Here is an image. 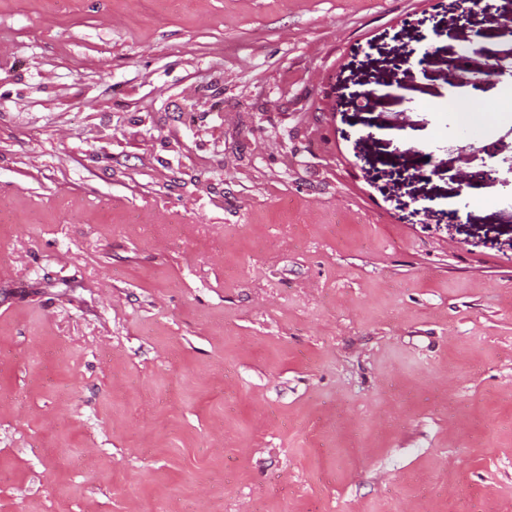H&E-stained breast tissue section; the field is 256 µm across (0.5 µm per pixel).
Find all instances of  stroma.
Returning a JSON list of instances; mask_svg holds the SVG:
<instances>
[{
  "label": "stroma",
  "instance_id": "stroma-1",
  "mask_svg": "<svg viewBox=\"0 0 512 512\" xmlns=\"http://www.w3.org/2000/svg\"><path fill=\"white\" fill-rule=\"evenodd\" d=\"M488 27L0 0V512H512V172L456 197L512 119L444 109Z\"/></svg>",
  "mask_w": 512,
  "mask_h": 512
}]
</instances>
